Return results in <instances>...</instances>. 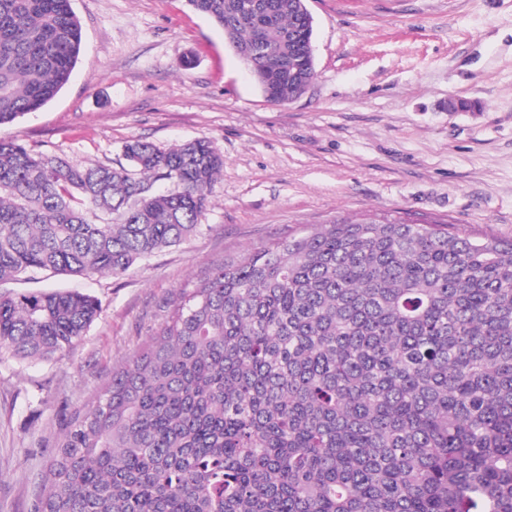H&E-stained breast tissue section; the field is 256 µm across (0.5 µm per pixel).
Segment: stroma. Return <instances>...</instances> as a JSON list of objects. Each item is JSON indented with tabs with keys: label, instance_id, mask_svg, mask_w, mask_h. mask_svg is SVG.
I'll use <instances>...</instances> for the list:
<instances>
[{
	"label": "stroma",
	"instance_id": "35a3bbf8",
	"mask_svg": "<svg viewBox=\"0 0 512 512\" xmlns=\"http://www.w3.org/2000/svg\"><path fill=\"white\" fill-rule=\"evenodd\" d=\"M72 8L82 47L68 83L0 138L112 166L135 138L163 149L204 138L224 170L195 234L128 272L0 284L2 295L77 290L102 307L72 350L0 355V512H31L71 417L152 341L180 292L226 261L383 214L512 241V0H307L316 75L283 104L187 0ZM452 97L483 109L449 111Z\"/></svg>",
	"mask_w": 512,
	"mask_h": 512
}]
</instances>
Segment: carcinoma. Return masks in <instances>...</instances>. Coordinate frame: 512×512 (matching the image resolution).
Wrapping results in <instances>:
<instances>
[{
	"label": "carcinoma",
	"mask_w": 512,
	"mask_h": 512,
	"mask_svg": "<svg viewBox=\"0 0 512 512\" xmlns=\"http://www.w3.org/2000/svg\"><path fill=\"white\" fill-rule=\"evenodd\" d=\"M278 102L315 77L300 0H188ZM71 0H0V126L68 83ZM81 166L0 139V282L119 275L199 227L206 139ZM97 299L0 295V353L48 359ZM34 512H512V242L336 219L227 262L66 427Z\"/></svg>",
	"instance_id": "carcinoma-1"
}]
</instances>
